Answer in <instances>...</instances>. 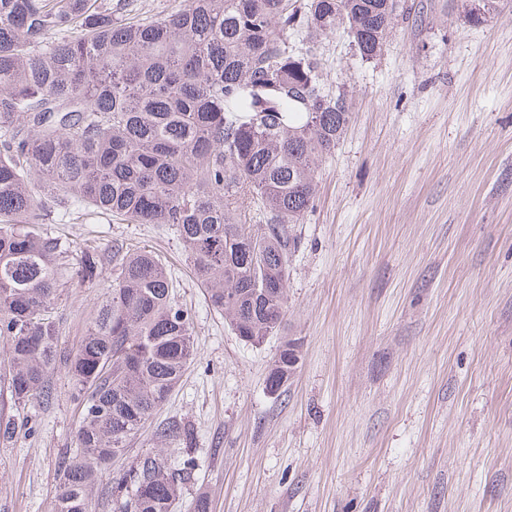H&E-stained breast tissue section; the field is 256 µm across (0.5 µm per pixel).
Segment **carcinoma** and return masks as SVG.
<instances>
[{"label": "carcinoma", "mask_w": 512, "mask_h": 512, "mask_svg": "<svg viewBox=\"0 0 512 512\" xmlns=\"http://www.w3.org/2000/svg\"><path fill=\"white\" fill-rule=\"evenodd\" d=\"M126 0H0V382L15 404H46L58 368L60 287L109 292L63 359L80 403L56 512H88L100 471L168 398L194 358L193 317L160 255L124 237L71 249L41 231L92 209L173 230L210 305L258 343L287 308L288 262L314 203L319 162L348 123L317 43L347 31L380 56L400 0H185L127 16ZM248 199L260 212L259 234ZM292 372L282 349L268 382ZM18 428L0 414V442ZM118 484L119 512H173L181 473L166 441Z\"/></svg>", "instance_id": "carcinoma-1"}]
</instances>
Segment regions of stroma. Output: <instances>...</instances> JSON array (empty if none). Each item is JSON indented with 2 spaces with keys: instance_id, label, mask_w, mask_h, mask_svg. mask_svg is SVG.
<instances>
[{
  "instance_id": "35a3bbf8",
  "label": "stroma",
  "mask_w": 512,
  "mask_h": 512,
  "mask_svg": "<svg viewBox=\"0 0 512 512\" xmlns=\"http://www.w3.org/2000/svg\"><path fill=\"white\" fill-rule=\"evenodd\" d=\"M382 54L346 32L318 43L351 113L323 160L288 266L280 331L241 340L209 305L170 230L90 215L46 230L163 253L193 316L196 357L113 459L115 485L154 450L184 456L174 512H512V0L476 21L465 0H405ZM108 280L65 284L59 349L84 336ZM298 345L288 382L267 377ZM80 409L64 370L48 405L0 444V512H54Z\"/></svg>"
}]
</instances>
